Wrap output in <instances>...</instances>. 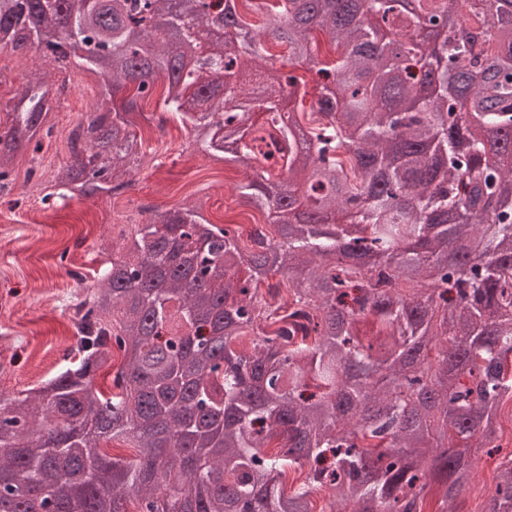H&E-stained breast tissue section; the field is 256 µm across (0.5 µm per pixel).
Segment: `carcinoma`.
<instances>
[{"label": "carcinoma", "mask_w": 512, "mask_h": 512, "mask_svg": "<svg viewBox=\"0 0 512 512\" xmlns=\"http://www.w3.org/2000/svg\"><path fill=\"white\" fill-rule=\"evenodd\" d=\"M226 2L0 0L7 53L61 71L77 57L106 81L71 131L61 190L130 185L140 142L125 115L159 85L199 149L246 165L239 195L279 234H255L244 252L194 207L143 209L72 304L77 361L32 395L0 392V512H127L131 496L138 512H314L317 490L338 512H425L433 483L437 512H457L473 450L499 440L512 404V11L264 0L248 7L262 13L255 24ZM214 18L230 37L201 52ZM458 23L467 38L433 46ZM284 44L318 76L300 117L283 106L297 77L259 104L236 81ZM488 59L490 97L479 88ZM14 100L0 122V193L50 133L57 88L35 73ZM267 135L284 144L279 169L262 162ZM112 370L106 394L95 380ZM111 443L135 455L114 458ZM482 512H512V458Z\"/></svg>", "instance_id": "cac0c4a2"}]
</instances>
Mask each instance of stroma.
<instances>
[{
  "instance_id": "35a3bbf8",
  "label": "stroma",
  "mask_w": 512,
  "mask_h": 512,
  "mask_svg": "<svg viewBox=\"0 0 512 512\" xmlns=\"http://www.w3.org/2000/svg\"><path fill=\"white\" fill-rule=\"evenodd\" d=\"M39 66L54 81L70 80L73 90L50 113L52 132L41 150L16 160L10 190L0 194V266L8 268L0 273V392L9 395L39 388L69 366L74 327L67 302L84 295L85 281L115 258L113 242L142 223L141 205L162 211L197 207L211 223L244 237L256 215L237 199L245 166L214 162L192 147L190 130L174 120L164 139L154 138L146 114L158 106L155 96L132 116L145 145L126 193L87 200L60 196L54 174L70 160L69 130L101 97L105 81L77 58L65 73L45 59ZM77 266L80 281L72 275ZM502 427L499 452L480 449L472 456L475 479L458 498L461 512H480L499 463L512 456V419L503 418Z\"/></svg>"
}]
</instances>
